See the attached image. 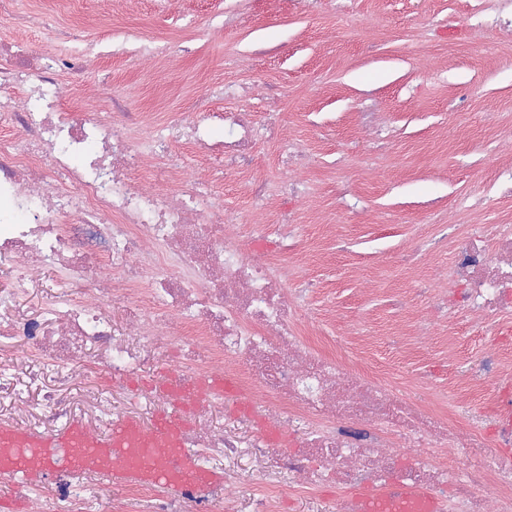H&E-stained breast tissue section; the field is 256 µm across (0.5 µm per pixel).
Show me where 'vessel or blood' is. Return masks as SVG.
Masks as SVG:
<instances>
[{
	"label": "vessel or blood",
	"instance_id": "1",
	"mask_svg": "<svg viewBox=\"0 0 512 512\" xmlns=\"http://www.w3.org/2000/svg\"><path fill=\"white\" fill-rule=\"evenodd\" d=\"M157 390L172 399V411L161 412L148 423L135 415L124 416L98 437L79 420L49 436L1 425L0 473L20 489L61 466L76 475L91 467L114 482L155 487L174 498L220 484L222 475L206 468L195 451L182 446V433L191 411L209 393L235 398L242 410L247 409V402L225 377L188 390L181 380L167 374ZM358 508L359 512H438V500L424 489L395 487L384 492L363 491Z\"/></svg>",
	"mask_w": 512,
	"mask_h": 512
}]
</instances>
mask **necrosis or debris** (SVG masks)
<instances>
[{
	"label": "necrosis or debris",
	"mask_w": 512,
	"mask_h": 512,
	"mask_svg": "<svg viewBox=\"0 0 512 512\" xmlns=\"http://www.w3.org/2000/svg\"><path fill=\"white\" fill-rule=\"evenodd\" d=\"M81 62L66 46L36 66L11 60L0 71V256L14 262L12 287L0 290V343L22 344L57 381L30 417L43 427L70 420L61 387L78 368L101 365L121 383L161 350L185 382L229 377L252 405L243 419L255 431L245 440L211 427V401L195 408L184 445L208 468L244 455L271 460L294 486L335 482L345 493L340 512H356L360 490L396 485L433 491L449 512H512V465L483 461L479 429L458 431L434 398L394 396L312 342L287 275L252 232H228L223 197L173 149L188 138L229 173L254 165L255 146L274 128L227 110L155 122L123 99L108 112L69 109L60 76ZM150 157L148 188L137 175ZM48 265L86 289L18 312L33 271ZM448 278L462 287L464 314L493 325L511 313L512 225L462 233ZM112 303L126 312L120 333L105 312ZM265 425L287 445L268 440ZM98 489L96 471L59 474L38 512H104ZM236 496L229 484L182 499L132 485L115 512H213Z\"/></svg>",
	"instance_id": "1"
}]
</instances>
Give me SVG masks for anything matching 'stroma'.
I'll return each instance as SVG.
<instances>
[{"instance_id":"1","label":"stroma","mask_w":512,"mask_h":512,"mask_svg":"<svg viewBox=\"0 0 512 512\" xmlns=\"http://www.w3.org/2000/svg\"><path fill=\"white\" fill-rule=\"evenodd\" d=\"M491 0H15L30 24H0V41L47 51L76 33L97 44L67 105L105 112L125 95L150 120L193 109L253 113L300 143L294 191L253 209L243 184L197 172L223 194L229 214L264 224L291 217L294 248L279 254L288 285L311 315L308 333L333 339L355 367L404 398L444 393L455 413L486 416L487 462L506 450L497 406L468 380L493 360L512 392V321L472 324L439 275L452 261L437 231L512 224V28L472 25ZM179 43L183 52L136 65L101 54L112 37ZM246 88L224 96L225 83ZM169 367L150 358L125 384L90 366L67 391L93 423L97 395L113 418L150 420L167 402L152 387ZM242 494L268 495L275 512H336L339 489L292 493L264 461L243 456L224 475Z\"/></svg>"}]
</instances>
